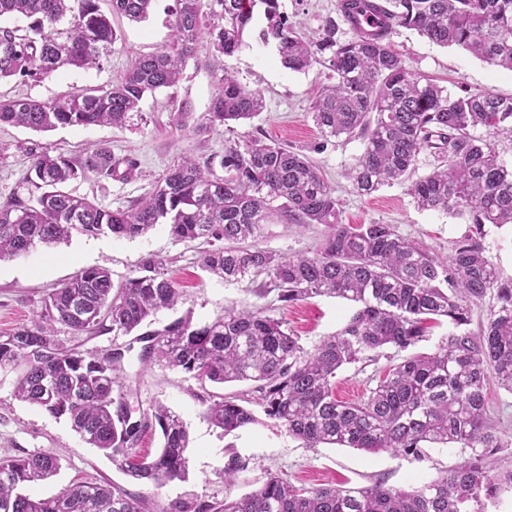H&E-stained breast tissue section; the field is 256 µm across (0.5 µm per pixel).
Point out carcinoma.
Returning <instances> with one entry per match:
<instances>
[{
    "label": "carcinoma",
    "mask_w": 512,
    "mask_h": 512,
    "mask_svg": "<svg viewBox=\"0 0 512 512\" xmlns=\"http://www.w3.org/2000/svg\"><path fill=\"white\" fill-rule=\"evenodd\" d=\"M0 0V77L40 81L64 67H103L118 39L111 17L149 18L157 0ZM265 26L262 43L277 42L282 63L305 71L321 65L333 83L322 89L313 118L326 137L359 139L362 152L348 178L370 195L394 183L408 184L421 208L458 216L473 231L442 258L402 236L391 224H344L340 201L318 167L278 143L248 138L224 154L200 162L184 156L165 171L152 191L126 209H106L69 190L96 173H118L112 150L99 146L74 163L45 150L34 155L24 182L28 195L0 204V261L52 248L73 234L135 238L158 224L178 241L204 240L203 268L226 282L265 277L260 293L285 305L329 295L355 312L335 334L311 348L266 311L224 310L205 324L190 314L137 337L145 367L158 364L197 380L253 382L265 415L314 448L321 443L369 453L420 459L422 445L468 448L455 467L411 489L375 483L298 489L271 474L235 501L178 498L155 512H489L512 494V463L492 458L502 448L487 415L488 373L512 394V278H503L481 239L490 224H512V163L476 135L480 128L512 132V98L492 93L454 96L418 75L391 46L398 27L432 43L457 46L512 70V0H340L351 21L380 15L371 31L337 37L330 20L311 39L290 27L279 0H174L171 39L131 61L110 87L86 88L50 101L0 99V125L47 131L59 126L122 127L144 96L181 78L202 36L209 38L219 92L201 122L177 113V125L218 131L250 120L264 108L260 92L224 71L223 57L243 44L255 10ZM434 156L432 170L415 176L418 155ZM269 224H322L327 228L311 255H282L261 248ZM495 295L486 321L469 329L471 306ZM179 300L174 283L149 259L116 284L103 268H88L54 289L39 313L0 335V371L16 374L15 395L56 418L88 445L121 460L130 475L161 487L187 475L189 434L182 418L161 403L132 416L122 392V361L85 356L58 339L101 331L129 335ZM447 319L448 334L430 354L391 367L359 402L336 398V374L369 352L405 351L422 340L426 325ZM204 415L228 435L255 422L251 410L228 399ZM159 428L160 451L137 455L144 434ZM49 454L0 457V512H145L143 503L118 486L78 481L58 494L33 499L18 492L26 483L56 475Z\"/></svg>",
    "instance_id": "obj_1"
}]
</instances>
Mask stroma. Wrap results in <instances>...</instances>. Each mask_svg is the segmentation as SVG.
I'll use <instances>...</instances> for the list:
<instances>
[{
  "label": "stroma",
  "mask_w": 512,
  "mask_h": 512,
  "mask_svg": "<svg viewBox=\"0 0 512 512\" xmlns=\"http://www.w3.org/2000/svg\"><path fill=\"white\" fill-rule=\"evenodd\" d=\"M336 4L337 0H280V9L295 30L312 33L326 20L334 19L339 23V39L350 40L352 33L339 22ZM171 6L172 0H159L153 14L142 23L114 18L119 38L111 46L103 68H65L39 82L14 76L2 78L0 97L46 101L89 87L118 83L132 59L169 42ZM264 24L263 16L255 17L242 47L225 57L223 69L235 75L242 85L263 94L265 108L258 116L220 131L177 128V112L188 110L195 117H202L219 91L221 71L213 70L211 45L208 39H201L186 62L180 82L146 96L140 111L132 113L125 126L60 127L47 132L0 126V203L20 191L32 152L44 147L77 162L91 149L104 144L111 148L113 156L134 159L136 169L129 179L90 174L70 186L75 195L115 210L130 207L149 192L177 157L202 160L223 153L225 145L256 137L288 145L314 161L341 201L344 223L390 224L401 235L422 243L439 256L451 254L455 244L469 232L464 220L418 208L403 184L382 187L368 196L354 190L346 172L362 151L360 140L325 137L312 119L315 97L329 82L327 69L318 65L303 72L285 68L275 43L264 44L259 40L258 32ZM391 42L413 70L445 87L450 94L485 91L512 96L511 70L491 66L455 46H438L402 27L397 28ZM323 233V226L318 224H271L260 245L279 254H309L316 250ZM202 251L199 242L175 240L167 225L160 224L142 237L75 235L57 247L40 248L26 256L1 261L0 334L28 322L40 311L47 294L80 270L109 269L118 283L136 273L149 259L163 264L168 278L181 292L175 311L157 315L153 323L157 329L175 315L187 312L195 322L208 323L228 308H262L282 319L301 345L308 348L339 331L354 312L351 303L328 296L281 306L274 295L259 296L254 282L227 283L206 273L202 268ZM59 338L65 346L86 356L115 348L126 350L123 391L132 407L146 411L161 402L180 415L189 432L188 474L185 480L160 487L131 478L118 461L84 443L65 420L18 400L14 395V375L0 374V453L16 457L50 453L61 462L55 476L26 486V493L35 498L54 496L77 480H92L119 486L149 505L185 496L220 501L255 490L270 471L306 489L325 485L361 489L378 481L408 488L454 467L463 456L458 448H431L420 460L328 444L310 448L265 417L259 407L254 410L256 423L226 435L209 423L204 411L210 402L223 397L252 398L251 383L203 385L176 370L158 365L143 367L131 335L104 331L76 336L64 329ZM404 357V352L386 348L340 369L336 376L337 398L362 399L375 387L384 369ZM487 400L491 423L506 445L503 455L512 460V394L492 383L487 389ZM232 454L242 458L247 467L228 483L224 480V466Z\"/></svg>",
  "instance_id": "stroma-1"
}]
</instances>
